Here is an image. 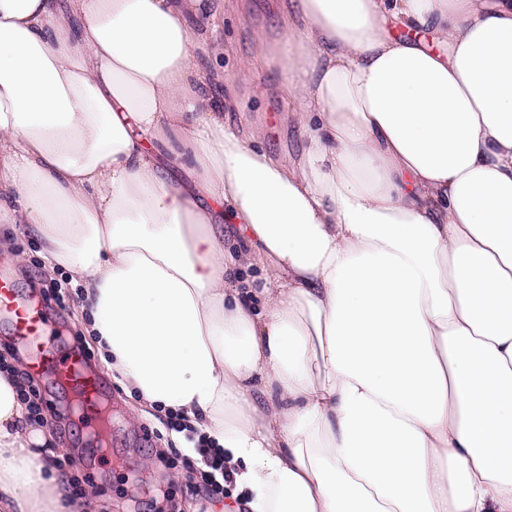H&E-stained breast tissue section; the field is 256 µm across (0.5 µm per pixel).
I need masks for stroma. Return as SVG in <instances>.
<instances>
[{"mask_svg": "<svg viewBox=\"0 0 512 512\" xmlns=\"http://www.w3.org/2000/svg\"><path fill=\"white\" fill-rule=\"evenodd\" d=\"M273 6V0H227L223 15L216 17L212 26L224 40V72L237 104L236 110L225 113V123L237 132L257 130L267 151L287 159L302 154L303 138L281 103L274 75L259 71V78L267 86L262 99L256 98L251 82L237 76L239 63L252 55L258 32L279 39V32L268 27ZM0 240L30 255L29 260L18 263L0 250V261L7 263L10 275L20 286L41 293L59 291L60 300H45L44 307L62 328L66 343L88 352L91 366L100 372L110 394L104 432L99 435L77 421L75 397L69 390L51 376H34L42 397L41 410L53 424L54 445L66 451L63 469L82 487L94 488L107 499L112 512H160L169 502L179 512H218L221 506L232 503L235 487L231 484L212 497L198 492L200 462L183 454L180 443L172 438L166 417L132 421V399L110 374L103 372L96 347L82 336L74 318L72 292L60 285L61 271L44 266L26 226L0 224Z\"/></svg>", "mask_w": 512, "mask_h": 512, "instance_id": "stroma-1", "label": "stroma"}]
</instances>
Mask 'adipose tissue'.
I'll return each instance as SVG.
<instances>
[{"label":"adipose tissue","mask_w":512,"mask_h":512,"mask_svg":"<svg viewBox=\"0 0 512 512\" xmlns=\"http://www.w3.org/2000/svg\"><path fill=\"white\" fill-rule=\"evenodd\" d=\"M219 11L0 0V223L247 512H512V0H278L297 161L225 128ZM51 442L0 361V512H108Z\"/></svg>","instance_id":"1"}]
</instances>
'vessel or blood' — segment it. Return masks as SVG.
Segmentation results:
<instances>
[{"label":"vessel or blood","mask_w":512,"mask_h":512,"mask_svg":"<svg viewBox=\"0 0 512 512\" xmlns=\"http://www.w3.org/2000/svg\"><path fill=\"white\" fill-rule=\"evenodd\" d=\"M12 318L15 341L30 351L29 368L32 372L52 371L64 383L81 390L85 398V412L95 415L101 401L102 382L93 372L80 350L60 354L47 334L46 325L33 299L23 298L14 284L0 278V314Z\"/></svg>","instance_id":"vessel-or-blood-1"}]
</instances>
